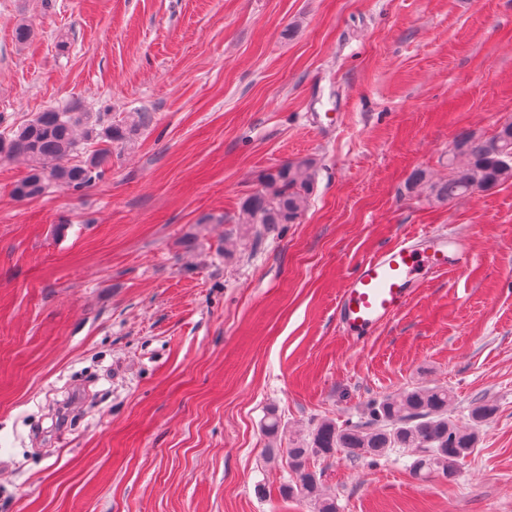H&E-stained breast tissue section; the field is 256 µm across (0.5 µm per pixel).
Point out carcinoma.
<instances>
[{"mask_svg": "<svg viewBox=\"0 0 512 512\" xmlns=\"http://www.w3.org/2000/svg\"><path fill=\"white\" fill-rule=\"evenodd\" d=\"M146 114L137 112L120 124L97 131L100 117L72 105L48 107L28 122L0 132V156L23 161L28 173L15 185L13 195L24 200L39 196L52 183L75 191L89 188L102 179L110 149L103 148L78 164L70 162L81 141L100 138L110 144L123 141L145 123ZM459 150L467 156L443 183L434 187L439 201L483 190L512 179V122L484 141L464 139ZM312 161L286 162L262 176L261 189L243 205L240 224L244 234L259 237L254 225L294 224L302 215L312 180ZM453 395L446 387H418L374 401L365 417L339 425L333 420L318 422L308 440L294 448H270L269 458H286L297 475L298 485L283 493H298L317 502L318 512H336L333 499L319 490L311 464L340 452L349 460L377 458L409 448L418 452L416 472L434 471L444 477L455 473L460 460L471 455L476 432L458 427L448 416ZM265 435L275 440L281 433V417L272 410L263 423Z\"/></svg>", "mask_w": 512, "mask_h": 512, "instance_id": "carcinoma-1", "label": "carcinoma"}]
</instances>
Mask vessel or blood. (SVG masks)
Returning a JSON list of instances; mask_svg holds the SVG:
<instances>
[{"label": "vessel or blood", "mask_w": 512, "mask_h": 512, "mask_svg": "<svg viewBox=\"0 0 512 512\" xmlns=\"http://www.w3.org/2000/svg\"><path fill=\"white\" fill-rule=\"evenodd\" d=\"M468 261L459 234L403 238L362 260L349 274L336 307L337 319L354 341L368 340L402 310L425 274L459 269Z\"/></svg>", "instance_id": "vessel-or-blood-1"}]
</instances>
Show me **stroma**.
<instances>
[{
	"label": "stroma",
	"mask_w": 512,
	"mask_h": 512,
	"mask_svg": "<svg viewBox=\"0 0 512 512\" xmlns=\"http://www.w3.org/2000/svg\"><path fill=\"white\" fill-rule=\"evenodd\" d=\"M62 105L150 120L81 192L16 199L0 158V512H316L279 493L267 411L291 448L436 385L458 425L494 408L454 478L339 454L323 491L512 512V180L432 194L462 138L512 122V0H0V130ZM304 157L299 223L240 236L262 175ZM448 228L468 265L344 335L356 264Z\"/></svg>",
	"instance_id": "obj_1"
}]
</instances>
